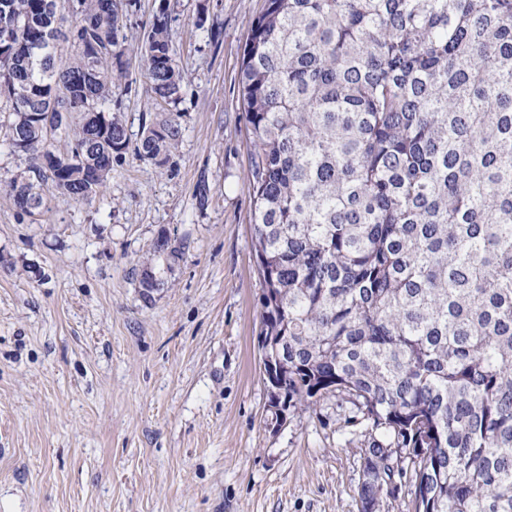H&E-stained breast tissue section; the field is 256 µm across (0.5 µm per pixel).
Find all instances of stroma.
I'll use <instances>...</instances> for the list:
<instances>
[{
    "label": "stroma",
    "instance_id": "stroma-1",
    "mask_svg": "<svg viewBox=\"0 0 512 512\" xmlns=\"http://www.w3.org/2000/svg\"><path fill=\"white\" fill-rule=\"evenodd\" d=\"M169 4L176 106L151 109L136 66L116 92L131 141L178 120L165 164L113 155L100 194L47 190L30 222L0 146V512H358L348 400L268 409L237 95L264 0Z\"/></svg>",
    "mask_w": 512,
    "mask_h": 512
}]
</instances>
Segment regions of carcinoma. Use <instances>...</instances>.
Returning a JSON list of instances; mask_svg holds the SVG:
<instances>
[{
	"label": "carcinoma",
	"instance_id": "1",
	"mask_svg": "<svg viewBox=\"0 0 512 512\" xmlns=\"http://www.w3.org/2000/svg\"><path fill=\"white\" fill-rule=\"evenodd\" d=\"M137 0H0L8 184L100 193L129 150L112 88L138 60L180 97L168 6L138 44ZM259 336L282 340L294 412L336 394L362 426L361 512H512V0H265L245 43ZM32 112H64L50 131ZM174 119L134 153L161 165Z\"/></svg>",
	"mask_w": 512,
	"mask_h": 512
}]
</instances>
